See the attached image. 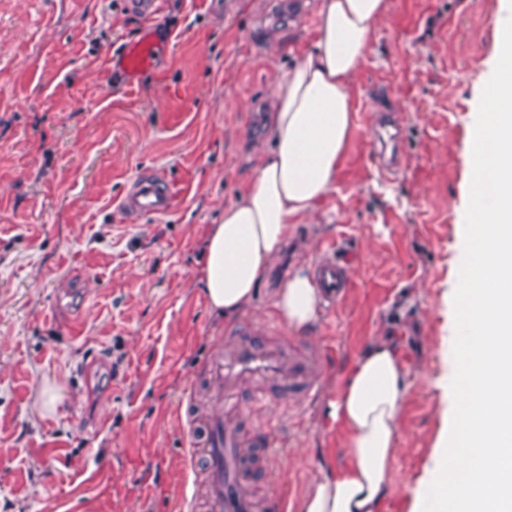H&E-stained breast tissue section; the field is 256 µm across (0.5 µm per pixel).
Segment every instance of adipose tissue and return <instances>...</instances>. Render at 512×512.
Segmentation results:
<instances>
[{
    "label": "adipose tissue",
    "instance_id": "adipose-tissue-1",
    "mask_svg": "<svg viewBox=\"0 0 512 512\" xmlns=\"http://www.w3.org/2000/svg\"><path fill=\"white\" fill-rule=\"evenodd\" d=\"M388 0H319L317 36L275 84L267 128L272 146L245 194L211 225L199 268L211 314L249 310L293 225L307 223L336 185L354 131L351 87ZM322 300L307 267L278 288L275 308L291 328L305 329ZM389 339L374 342L345 375L330 405L347 435L350 462L322 471L299 512H379L408 388Z\"/></svg>",
    "mask_w": 512,
    "mask_h": 512
}]
</instances>
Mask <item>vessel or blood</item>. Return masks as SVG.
<instances>
[{"mask_svg":"<svg viewBox=\"0 0 512 512\" xmlns=\"http://www.w3.org/2000/svg\"><path fill=\"white\" fill-rule=\"evenodd\" d=\"M129 12L144 24L135 38L108 52L105 76L119 86L134 88L136 79L155 70L174 32L156 22L158 0H125ZM189 187L177 185L165 174L137 176L119 199L117 208L130 219L169 214L176 195ZM336 245L317 264V284L330 305H338L349 286ZM275 328H256L247 319L229 329L233 345L208 360L207 376L215 407L203 418L190 417L189 453L205 463V512H287L284 495L261 493L254 475L273 472V449L278 443L279 422L268 414L267 384H275L281 402L308 400L320 392V379L329 361L328 352L285 347L276 342ZM254 417L252 430H244V412Z\"/></svg>","mask_w":512,"mask_h":512,"instance_id":"1","label":"vessel or blood"}]
</instances>
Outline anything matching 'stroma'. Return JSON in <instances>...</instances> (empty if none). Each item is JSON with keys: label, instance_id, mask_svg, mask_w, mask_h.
Segmentation results:
<instances>
[{"label": "stroma", "instance_id": "35a3bbf8", "mask_svg": "<svg viewBox=\"0 0 512 512\" xmlns=\"http://www.w3.org/2000/svg\"><path fill=\"white\" fill-rule=\"evenodd\" d=\"M500 0H389L354 87V136L336 188L295 225L252 316L277 322L274 291L345 240L362 257L343 303L280 342L333 348L315 401L291 402L272 488L299 503L323 467L346 466V434L325 415L345 373L390 337L408 371L385 499L418 512L433 481L454 293L464 254L469 149L482 89L501 53ZM318 0H161L176 31L133 91L101 71L141 25L123 0H0V512H172L188 472L177 412L231 340L197 286L210 225L237 200L268 144L277 76L311 47ZM177 93L180 122L168 116ZM372 112L395 113L397 176L365 160ZM192 192L174 212L129 220L114 202L140 173ZM55 388V407L37 396ZM163 470L147 490L140 476Z\"/></svg>", "mask_w": 512, "mask_h": 512}]
</instances>
